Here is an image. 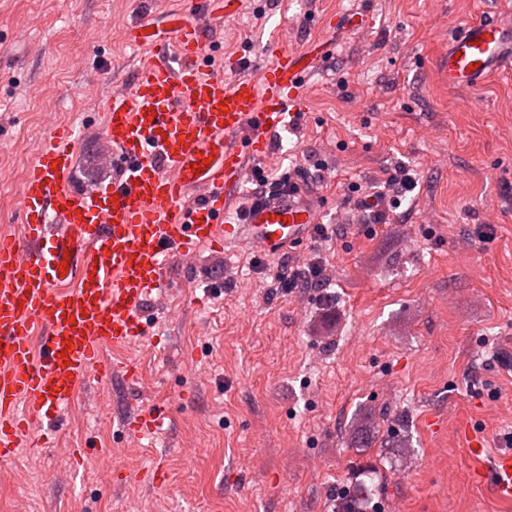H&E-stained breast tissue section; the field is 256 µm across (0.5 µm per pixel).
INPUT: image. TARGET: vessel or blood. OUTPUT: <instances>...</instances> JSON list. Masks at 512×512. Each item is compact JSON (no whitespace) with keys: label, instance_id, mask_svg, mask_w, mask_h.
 <instances>
[{"label":"vessel or blood","instance_id":"obj_1","mask_svg":"<svg viewBox=\"0 0 512 512\" xmlns=\"http://www.w3.org/2000/svg\"><path fill=\"white\" fill-rule=\"evenodd\" d=\"M243 0H204L173 15L164 39L151 16L128 30L151 56L129 90L108 96L100 135L116 172L105 189L74 188L76 139L53 125L19 189L20 230L0 235V463L53 421L89 380L108 384L106 348L148 336L144 308L171 286L169 259L204 245H254L270 255L303 243L319 221L303 193L277 194L226 216L267 156L273 132L291 127L304 90L307 55L276 52L261 79L210 73L208 32ZM512 68V17L455 28L437 72L445 85L472 87ZM67 273H60V266ZM171 419L168 404L135 414L129 429L148 437ZM475 480L512 501V453L498 454Z\"/></svg>","mask_w":512,"mask_h":512}]
</instances>
